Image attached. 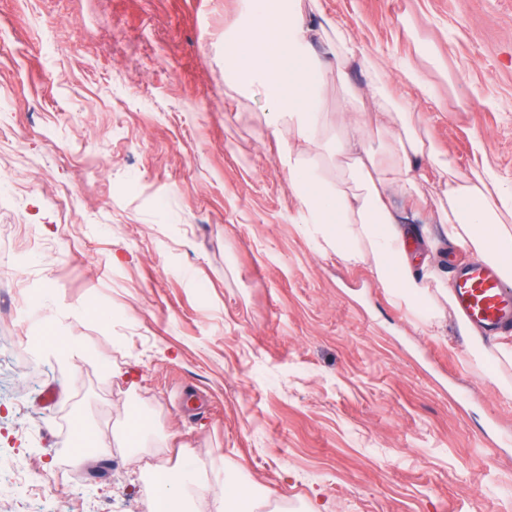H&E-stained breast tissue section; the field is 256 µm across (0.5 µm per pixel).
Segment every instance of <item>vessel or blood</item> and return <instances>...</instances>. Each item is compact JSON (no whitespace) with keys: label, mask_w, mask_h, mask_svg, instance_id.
I'll return each instance as SVG.
<instances>
[{"label":"vessel or blood","mask_w":512,"mask_h":512,"mask_svg":"<svg viewBox=\"0 0 512 512\" xmlns=\"http://www.w3.org/2000/svg\"><path fill=\"white\" fill-rule=\"evenodd\" d=\"M453 282L457 310L468 323L489 334L512 325V286L493 267L468 260L455 271Z\"/></svg>","instance_id":"vessel-or-blood-1"}]
</instances>
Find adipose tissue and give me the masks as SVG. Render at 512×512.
I'll list each match as a JSON object with an SVG mask.
<instances>
[{
    "label": "adipose tissue",
    "instance_id": "ef3b65f1",
    "mask_svg": "<svg viewBox=\"0 0 512 512\" xmlns=\"http://www.w3.org/2000/svg\"><path fill=\"white\" fill-rule=\"evenodd\" d=\"M248 16L244 27L226 39L225 56L235 63L239 88L261 87L274 134L295 135L283 143L280 163L299 201L298 221L315 245L346 262L369 264L383 288L437 335L453 301L440 257L446 248L469 249L512 283V188H505L486 165L458 176L421 137L420 113L391 95L390 76L378 55L348 29L322 18L318 0H286L279 10L271 0H248ZM317 41L323 51H314ZM354 66L365 74V86L352 83ZM327 74L342 91L332 177L315 162L322 149L320 88ZM367 97L390 124L366 127L361 117ZM422 179L436 188L432 207L401 211L394 195H417ZM425 222L439 231L424 236L419 251L415 235ZM189 491L210 498L215 512H257L266 498L263 489L233 473L212 487L196 460L185 454L176 467H151L149 512H182V496Z\"/></svg>",
    "mask_w": 512,
    "mask_h": 512
}]
</instances>
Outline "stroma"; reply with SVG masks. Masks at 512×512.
I'll list each match as a JSON object with an SVG mask.
<instances>
[{
	"label": "stroma",
	"mask_w": 512,
	"mask_h": 512,
	"mask_svg": "<svg viewBox=\"0 0 512 512\" xmlns=\"http://www.w3.org/2000/svg\"><path fill=\"white\" fill-rule=\"evenodd\" d=\"M319 5L434 88L392 83L459 173L512 184V0ZM246 13L0 0V502L147 512L148 466L184 450L271 512H512V368L475 359L456 308L433 335L296 224L266 100L224 57ZM50 333L81 356L47 352ZM135 413L153 426L130 449ZM13 469L67 485L42 504Z\"/></svg>",
	"instance_id": "35a3bbf8"
}]
</instances>
